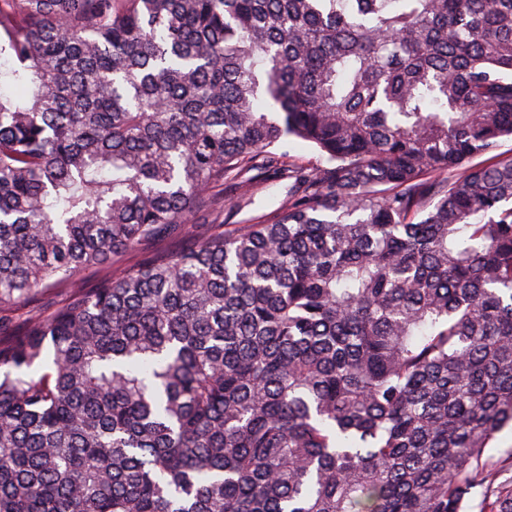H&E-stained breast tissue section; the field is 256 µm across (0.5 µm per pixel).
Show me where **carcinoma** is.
Listing matches in <instances>:
<instances>
[{"label": "carcinoma", "instance_id": "carcinoma-1", "mask_svg": "<svg viewBox=\"0 0 512 512\" xmlns=\"http://www.w3.org/2000/svg\"><path fill=\"white\" fill-rule=\"evenodd\" d=\"M6 85L0 512H512V0H0ZM277 153H286L288 160L308 168L319 165L318 152L308 143L295 138H289L283 146L277 148ZM286 182L258 181L244 188H228L224 209L206 213L205 223L193 217L187 224L188 236H206L251 224V219L269 214L279 207L287 191ZM178 242H145L136 252L124 254L113 260L111 270L118 272L128 266L137 263L140 259L162 248L175 249ZM66 290H56L43 295L37 296L35 299L26 304L17 312L16 318L22 319L30 315L40 314L52 310L53 308L65 302L67 297ZM512 454V429L506 428L500 432L489 448L485 449L484 458L499 460Z\"/></svg>", "mask_w": 512, "mask_h": 512}]
</instances>
